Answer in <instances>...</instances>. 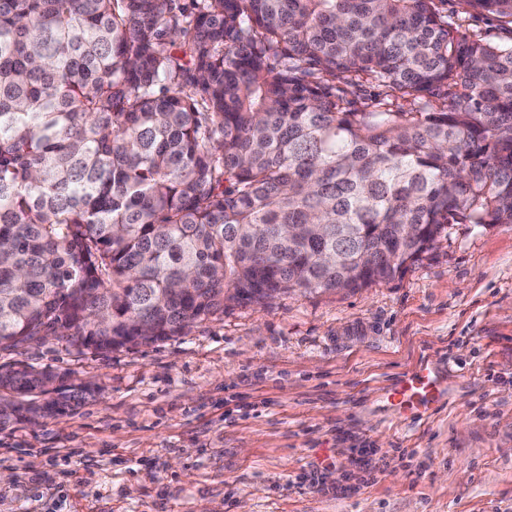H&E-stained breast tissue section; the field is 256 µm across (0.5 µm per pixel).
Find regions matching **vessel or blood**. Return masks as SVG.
Here are the masks:
<instances>
[{
  "mask_svg": "<svg viewBox=\"0 0 512 512\" xmlns=\"http://www.w3.org/2000/svg\"><path fill=\"white\" fill-rule=\"evenodd\" d=\"M443 395L440 377L424 364L405 373L387 391V399L396 413L406 419L430 415Z\"/></svg>",
  "mask_w": 512,
  "mask_h": 512,
  "instance_id": "obj_1",
  "label": "vessel or blood"
}]
</instances>
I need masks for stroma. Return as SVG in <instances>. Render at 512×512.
<instances>
[{"label": "stroma", "instance_id": "obj_1", "mask_svg": "<svg viewBox=\"0 0 512 512\" xmlns=\"http://www.w3.org/2000/svg\"><path fill=\"white\" fill-rule=\"evenodd\" d=\"M14 362L97 390L0 424V512H512V224L454 225L366 288ZM420 363L445 397L405 420L385 392Z\"/></svg>", "mask_w": 512, "mask_h": 512}]
</instances>
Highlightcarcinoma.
Returning a JSON list of instances; mask_svg holds the SVG:
<instances>
[{"label": "carcinoma", "mask_w": 512, "mask_h": 512, "mask_svg": "<svg viewBox=\"0 0 512 512\" xmlns=\"http://www.w3.org/2000/svg\"><path fill=\"white\" fill-rule=\"evenodd\" d=\"M443 2L0 0V351L149 344L512 224V43ZM57 378L1 364L0 421L89 393ZM461 32L479 34L487 40L494 42H507L511 34L502 28V23L492 15H474L462 22Z\"/></svg>", "instance_id": "cac0c4a2"}]
</instances>
